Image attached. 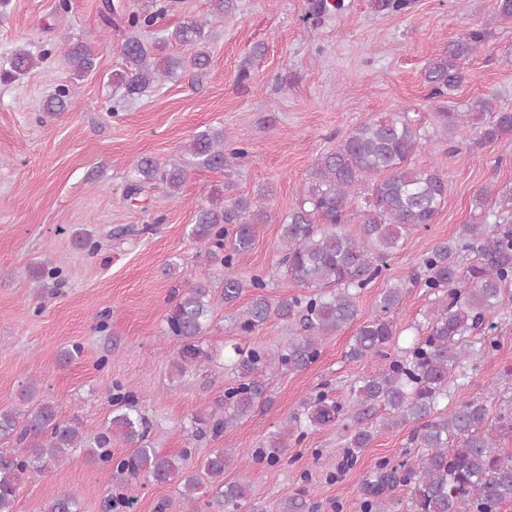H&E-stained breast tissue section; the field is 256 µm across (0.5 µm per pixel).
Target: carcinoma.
<instances>
[{
	"label": "carcinoma",
	"mask_w": 512,
	"mask_h": 512,
	"mask_svg": "<svg viewBox=\"0 0 512 512\" xmlns=\"http://www.w3.org/2000/svg\"><path fill=\"white\" fill-rule=\"evenodd\" d=\"M234 0H210V13L190 18L159 37V44L138 38L120 48L125 69L112 72L111 83L129 97L153 83L162 84L190 65L203 69L209 56L200 49L208 27L223 20ZM382 13H401L412 0H374ZM173 8V0H151L146 8L125 10L106 2L104 26L116 22L143 32L159 27ZM487 28L461 34L425 67L422 79L438 112L433 131H427L405 108L376 114L356 126L333 149L317 156L309 181L299 200L281 224V258L276 271L293 280L302 293L273 301L265 294L271 277L245 279L224 276V305L238 301L246 289L252 298L233 317V330L250 336L271 319L298 324L302 331L275 348L233 347L228 369L232 380L224 388V405L211 415L210 430L219 434L236 421L249 417L268 402V381L277 372H298L321 356L322 343L358 319V298L363 290L383 277L389 260L404 245L409 233L432 223L448 192V181L434 167L413 164L422 142L433 134H459L483 146L512 135V109L493 97H481L458 112L447 107L465 80L463 61L484 44ZM174 43L195 48L184 61L167 55L152 57L161 45ZM67 59L83 77L94 69L88 46L77 42ZM34 57L17 49L0 63V79L26 75ZM69 85H61L45 104L50 113L63 112L71 104ZM224 128L195 133L185 154L195 164L224 169L230 159H245V147L227 148ZM186 181V165L161 164L139 157L131 168V180L123 196L129 200L154 185L170 195L180 193ZM472 220L460 225L456 236L440 241L419 257L408 280L388 285L380 293L376 314L362 322L352 336L346 356L353 361L387 360L381 372L358 377L348 399L328 395L325 389L308 395L282 428L265 437L260 447L245 449L241 457L276 466L287 448L285 437L304 439L310 432L336 426L346 439L342 467L355 465L369 447L376 426L384 428L410 422L412 448L397 465L383 461L362 489L364 512H393L398 502L390 496L408 486L407 512H500L512 502V454L498 446L486 430L489 413L484 400L472 396L448 405L454 392L469 385L468 362L476 354L488 355L496 344L475 333L495 328L491 321L512 308V187L505 191L483 188L474 198ZM265 199L210 197L202 205L191 236L206 249L212 262L230 268L250 250L255 225L267 222ZM359 219L353 232L348 224ZM60 271L48 262L28 269L39 287L55 280ZM412 288H424L434 296L425 315L426 324H414L417 337L406 347H394V315ZM212 286L196 280L179 289L165 316L163 335L182 341L178 357L184 365L209 359L196 339L211 320ZM19 404L0 408V441L14 444L0 448V512H15L24 477L42 472L83 450L101 467L112 464V440L133 448L116 464L120 474L145 473L153 480L176 482L178 496L168 501L172 512H241L248 493L235 482H224V449L218 448L192 470L187 455H165L148 441L151 422L136 396L120 391L110 395L112 418L103 431L86 436L78 418L60 419L58 407L38 397L36 385L22 386ZM41 512H80L79 497L62 493L41 507Z\"/></svg>",
	"instance_id": "cac0c4a2"
}]
</instances>
